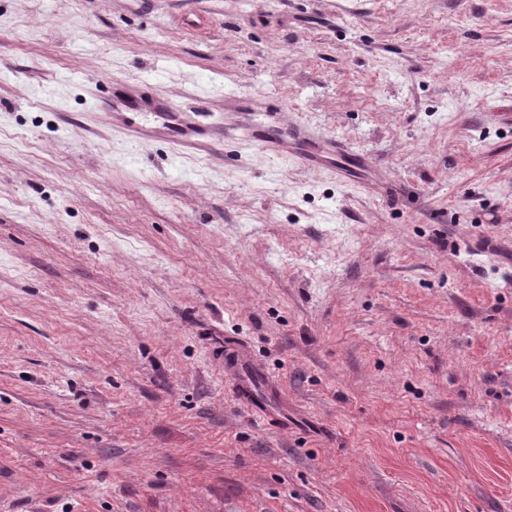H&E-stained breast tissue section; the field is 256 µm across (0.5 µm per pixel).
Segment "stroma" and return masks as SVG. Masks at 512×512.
Segmentation results:
<instances>
[{"mask_svg": "<svg viewBox=\"0 0 512 512\" xmlns=\"http://www.w3.org/2000/svg\"><path fill=\"white\" fill-rule=\"evenodd\" d=\"M509 108L512 0H0V512H512ZM240 98L235 93L224 95V124L202 126L192 114L173 105L158 101L157 110L164 120V135L174 144H191L214 135L224 141V150L231 149L242 140L250 141L254 148L265 154L282 155L308 164L315 162L319 152L356 156L336 139L324 137L314 130L281 123V112H265L263 121H257L254 112L239 110ZM102 112H113L112 120L118 122L119 127L126 129L130 133H142L143 129L134 121L125 110H134V103L119 97L112 98V101H103L100 105Z\"/></svg>", "mask_w": 512, "mask_h": 512, "instance_id": "stroma-1", "label": "stroma"}]
</instances>
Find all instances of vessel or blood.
I'll return each instance as SVG.
<instances>
[{"label":"vessel or blood","mask_w":512,"mask_h":512,"mask_svg":"<svg viewBox=\"0 0 512 512\" xmlns=\"http://www.w3.org/2000/svg\"><path fill=\"white\" fill-rule=\"evenodd\" d=\"M240 99L236 94L224 96L226 113L220 125L202 126L191 113L160 101L156 108L163 119L166 137L172 143L183 145L199 142L209 136L222 139L225 148H233L240 141H250L254 148L265 154L282 155L300 163L316 161L319 153L345 154L344 144L318 132L300 126L283 125L279 113L268 112L264 117L239 111ZM133 102L116 97L102 103V111L111 113L112 119L128 132H139V125L129 115Z\"/></svg>","instance_id":"b4317fda"}]
</instances>
